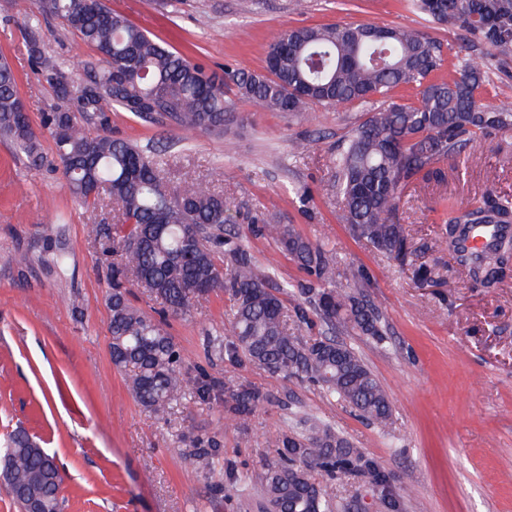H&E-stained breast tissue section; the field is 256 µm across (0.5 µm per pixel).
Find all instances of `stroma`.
<instances>
[{"label": "stroma", "mask_w": 512, "mask_h": 512, "mask_svg": "<svg viewBox=\"0 0 512 512\" xmlns=\"http://www.w3.org/2000/svg\"><path fill=\"white\" fill-rule=\"evenodd\" d=\"M149 35L212 69L262 71L278 31L336 23L418 30L480 59L486 105H512V53L440 26L407 0H104ZM33 0H0V57L17 77L20 99L40 129V168L0 135V447L24 429L54 456L62 473V512H264L261 477L278 461L275 437L304 418L331 425L407 486L401 512H512V271L494 288L472 287L440 240L442 198L475 204L486 189L512 195V134L473 143L445 163L447 179L401 196L398 217L413 253L404 261L355 238L341 220L332 160L337 144L364 117L356 104L296 115L236 101L223 132L145 122L113 108L111 134L162 151L173 190L202 183L230 203L226 228L248 247L258 272L283 287L287 309L303 308L295 334L327 333L353 346L387 392L389 429L346 402L326 398L308 380L288 377L231 354L230 302L217 290L191 315H168L167 330L187 381L158 415L133 398L129 377L112 363L111 260L89 239L90 224H113L109 208L72 195L42 119L58 100L32 65L30 45L85 77L96 53L59 21L35 25ZM265 218L293 225L322 244L336 265L335 286L361 288L385 333L376 341L330 330L300 291L308 276L271 239L253 231ZM26 254L27 264L17 262ZM427 266L432 279L413 276ZM261 390L244 425L231 422L226 385ZM217 452L198 461L200 441ZM238 481H229L226 466ZM337 512H387L383 496L356 474L324 480Z\"/></svg>", "instance_id": "stroma-1"}]
</instances>
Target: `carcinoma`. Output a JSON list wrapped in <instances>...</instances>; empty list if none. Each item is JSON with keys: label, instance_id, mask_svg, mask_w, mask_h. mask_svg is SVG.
<instances>
[{"label": "carcinoma", "instance_id": "carcinoma-1", "mask_svg": "<svg viewBox=\"0 0 512 512\" xmlns=\"http://www.w3.org/2000/svg\"><path fill=\"white\" fill-rule=\"evenodd\" d=\"M411 8L439 24L461 26L470 38L504 54L512 51V0H409ZM38 14L54 19L94 48L100 66L81 81L66 77L57 60L38 49L34 62L54 88L60 108L44 127L54 140L64 176L86 207L106 204L122 219L92 224L88 236L108 242L112 264V362L133 371L130 391L143 407L165 412L182 392L180 355L165 325L132 306L126 282L136 281L177 315L191 314L200 298L216 289L230 295L231 345L273 371L306 378L366 420L385 429L392 404L377 378L350 345L327 337L305 340L288 327L283 299L256 271L249 251L236 238L222 240L224 265L209 246L224 229L230 210L224 196L203 186L169 193L158 157L102 132L107 112L119 106L142 120L166 117L182 128L221 131L231 101L226 91L261 110L301 112L313 106L358 104L367 117L336 152V193L342 221L353 236L376 250L403 259L409 244L397 220L404 189L444 179L441 163L454 161L475 140L512 132V107L481 101L484 64L468 58L436 78L443 47L401 27L332 24L277 33L262 72L224 69L218 75L200 62L170 50L96 0H36ZM412 92L407 98L403 92ZM0 133L32 156L37 133L17 91L16 76L0 60ZM444 242L474 282L494 287L512 266V235L499 237L477 257L459 250L476 224H512V198L487 190L470 208L448 205ZM262 233L310 277L302 292L315 295L316 315L328 327L346 324L383 340L379 315L358 293L333 287L335 264L319 245L289 224H266ZM228 411L245 420L263 402L252 388L227 387ZM284 463L263 476V492L276 512H335L337 505L310 475H386L373 461L361 465L360 449L326 424L312 436L296 431L276 436ZM13 488L33 489L42 512H61L62 477L54 459L17 432L3 455Z\"/></svg>", "mask_w": 512, "mask_h": 512}]
</instances>
